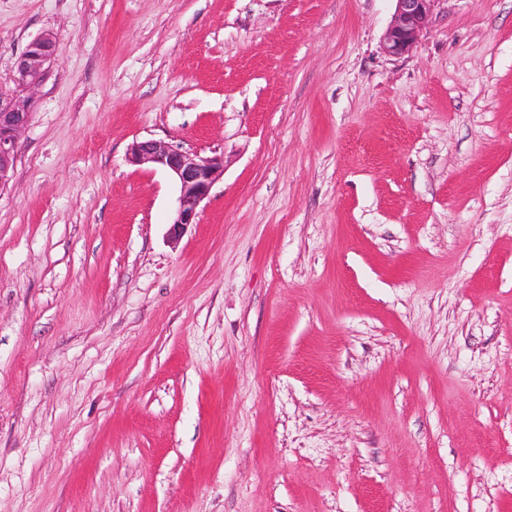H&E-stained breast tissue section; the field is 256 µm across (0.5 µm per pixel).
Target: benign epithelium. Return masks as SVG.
I'll return each mask as SVG.
<instances>
[{
	"label": "benign epithelium",
	"instance_id": "7a95c632",
	"mask_svg": "<svg viewBox=\"0 0 512 512\" xmlns=\"http://www.w3.org/2000/svg\"><path fill=\"white\" fill-rule=\"evenodd\" d=\"M395 2L392 22L383 37V48L391 56H402L415 47L439 0ZM54 54L52 34L45 33L32 40L16 60V88L0 91V188L8 183L14 171L19 138L32 120L35 95L47 77ZM131 159L163 170L177 186V207L169 229L174 239L190 225L198 223V208L224 171V160L220 156H201L155 139L134 143Z\"/></svg>",
	"mask_w": 512,
	"mask_h": 512
}]
</instances>
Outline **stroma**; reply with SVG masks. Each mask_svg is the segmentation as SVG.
I'll return each instance as SVG.
<instances>
[{
    "label": "stroma",
    "instance_id": "1",
    "mask_svg": "<svg viewBox=\"0 0 512 512\" xmlns=\"http://www.w3.org/2000/svg\"><path fill=\"white\" fill-rule=\"evenodd\" d=\"M394 8L0 0V512H512V0ZM395 12L383 37V48L391 56L413 50L428 25L439 0H394ZM55 39L45 33L32 40L16 60V88L0 91V188L11 178L18 141L32 120L35 95L54 60ZM131 159L135 163L151 164L163 170L177 186V207L169 229L174 239L179 238L190 225L197 224L201 202L209 196L224 171L221 156H201L181 146L155 139L134 143Z\"/></svg>",
    "mask_w": 512,
    "mask_h": 512
}]
</instances>
